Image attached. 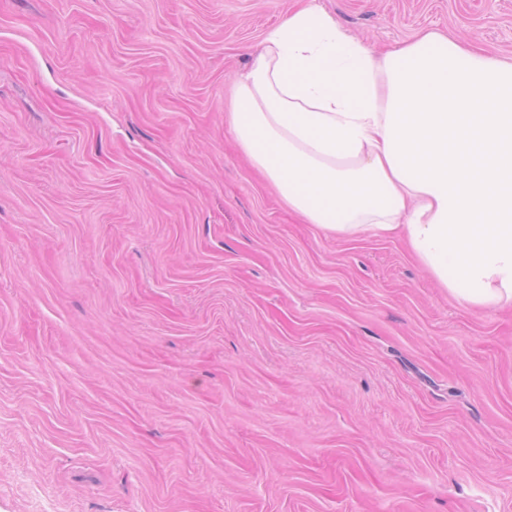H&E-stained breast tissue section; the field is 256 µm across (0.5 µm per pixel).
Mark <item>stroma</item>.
Returning <instances> with one entry per match:
<instances>
[{"mask_svg": "<svg viewBox=\"0 0 512 512\" xmlns=\"http://www.w3.org/2000/svg\"><path fill=\"white\" fill-rule=\"evenodd\" d=\"M308 3L512 60V0H0V512H512V308L233 140Z\"/></svg>", "mask_w": 512, "mask_h": 512, "instance_id": "1", "label": "stroma"}]
</instances>
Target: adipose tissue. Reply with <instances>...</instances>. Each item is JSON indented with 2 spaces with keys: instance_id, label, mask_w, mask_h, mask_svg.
Listing matches in <instances>:
<instances>
[{
  "instance_id": "obj_1",
  "label": "adipose tissue",
  "mask_w": 512,
  "mask_h": 512,
  "mask_svg": "<svg viewBox=\"0 0 512 512\" xmlns=\"http://www.w3.org/2000/svg\"><path fill=\"white\" fill-rule=\"evenodd\" d=\"M228 122L306 223L401 235L460 303L512 305V63L430 30L377 54L309 5L267 33Z\"/></svg>"
}]
</instances>
